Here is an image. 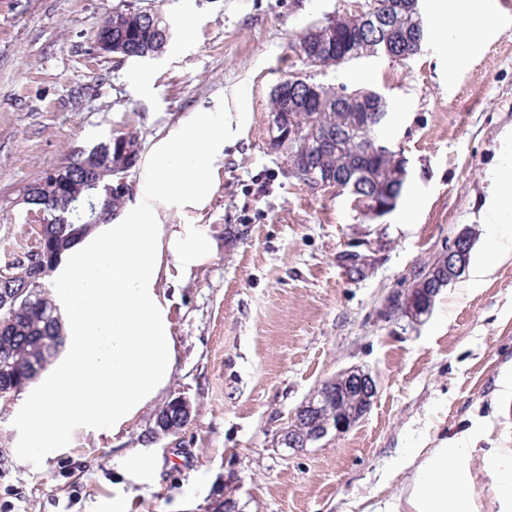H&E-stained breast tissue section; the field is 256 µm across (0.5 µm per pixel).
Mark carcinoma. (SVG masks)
I'll return each mask as SVG.
<instances>
[{
    "mask_svg": "<svg viewBox=\"0 0 512 512\" xmlns=\"http://www.w3.org/2000/svg\"><path fill=\"white\" fill-rule=\"evenodd\" d=\"M400 10L397 18L401 27L412 30L419 14L418 0H397ZM165 22L155 12L133 10L112 14V43L117 54L124 59L150 58L155 56L158 26ZM314 47L312 55L325 65L336 62V57L387 55L386 49L360 31L354 18L327 17L308 27L300 37ZM317 97L308 106L294 113L299 126L306 130L317 129L335 137L330 150L314 157L320 176H344L370 189L379 199L387 191L403 185L401 166L394 157L369 152L372 140L382 137L388 120L389 109L383 117L370 127L356 118V113L336 108V87L322 83L314 84ZM142 145L137 136L126 135L122 140L112 139V156L125 155L135 166L141 159ZM75 154H70L58 171L67 182L64 194L58 195L55 184L46 183L44 195L50 197L47 221L40 225L38 235L41 251L34 256L37 271L30 281L15 289L16 301L5 313L10 324L0 331V387L16 393L34 382L62 353L66 344L64 324L58 305L45 292V280L50 277L61 255L86 233L79 231L81 222L74 221L77 203L102 204L98 208L100 223L105 224L117 215L126 203V196L115 193L111 196L104 190L105 182L96 179L93 173L72 166ZM418 277L425 278L434 288H445L455 277L448 274V262L437 260L423 267ZM436 294L428 299L419 297V291H409L398 297L397 308L411 316L418 314L422 303L431 306ZM308 405L320 407L321 415L348 418L353 422L361 419L370 409L366 401L353 388L348 374H340L336 380L324 385ZM189 411L174 400L169 401L157 417V427L164 433L179 430L188 420Z\"/></svg>",
    "mask_w": 512,
    "mask_h": 512,
    "instance_id": "obj_1",
    "label": "carcinoma"
}]
</instances>
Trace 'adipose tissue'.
<instances>
[{
  "instance_id": "adipose-tissue-1",
  "label": "adipose tissue",
  "mask_w": 512,
  "mask_h": 512,
  "mask_svg": "<svg viewBox=\"0 0 512 512\" xmlns=\"http://www.w3.org/2000/svg\"><path fill=\"white\" fill-rule=\"evenodd\" d=\"M432 2L438 34L450 37L449 60L464 57L496 24L484 0ZM233 135L227 113H193L151 150L146 204L122 222L100 225L62 256L52 284L69 339L62 361L28 403L25 454L56 447L79 427L120 431L169 381L175 347L160 278L171 267L188 273L203 265L213 244L199 229L165 232L158 210L203 208ZM488 210L497 225L489 249L512 254V167L495 180ZM466 454L439 448L426 459L409 498L415 512H472L463 467L447 464Z\"/></svg>"
}]
</instances>
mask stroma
I'll return each instance as SVG.
<instances>
[{
  "mask_svg": "<svg viewBox=\"0 0 512 512\" xmlns=\"http://www.w3.org/2000/svg\"><path fill=\"white\" fill-rule=\"evenodd\" d=\"M364 2L0 0V265L35 240L27 188L74 150L128 132L147 149L191 113L243 114L210 203L159 213L215 243L206 264L170 270L158 288L176 348L169 382L120 433L79 428L30 456L18 451L28 390L0 399V512H101L119 492L127 512H205L217 492L241 512H386L408 495L405 450L458 444L471 450L474 512H512L498 493L512 472V257L489 258L478 281L462 274L421 317L385 310L460 230L473 253L487 249L492 182L512 166V12L487 0L499 28L453 63L433 32L401 62L298 57L307 27ZM135 9L168 21L165 51L99 53L105 18ZM292 74L386 97L385 137L409 170L395 210L372 220L349 191L294 177L270 112ZM352 368L377 383L367 414L307 447L281 445L299 408ZM177 397L191 413L168 435L156 420ZM132 450L153 463L147 482L125 476Z\"/></svg>",
  "mask_w": 512,
  "mask_h": 512,
  "instance_id": "obj_1",
  "label": "stroma"
}]
</instances>
